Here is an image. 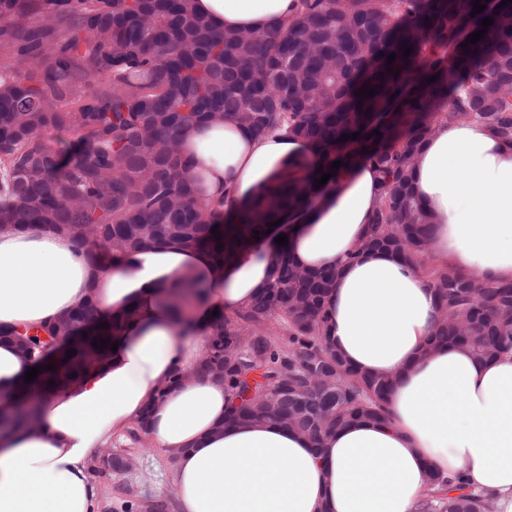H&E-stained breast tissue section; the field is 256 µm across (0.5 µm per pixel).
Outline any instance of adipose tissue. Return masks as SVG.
Returning a JSON list of instances; mask_svg holds the SVG:
<instances>
[{"label": "adipose tissue", "instance_id": "adipose-tissue-1", "mask_svg": "<svg viewBox=\"0 0 512 512\" xmlns=\"http://www.w3.org/2000/svg\"><path fill=\"white\" fill-rule=\"evenodd\" d=\"M215 27L278 31L298 0H196ZM200 199L241 209L287 175L316 164L313 145L275 130L257 136L227 118L179 136ZM419 200L433 214L426 252L488 279L512 280V145L474 121L437 127L419 151ZM381 200L376 170L360 163L336 178L288 234L294 263L332 270L329 335L356 369L395 378L388 422H358L322 447L273 423L225 424L223 383L198 374L213 311L231 313L272 281L270 241L216 274L203 248L157 245L105 264L52 224L0 226V323L36 326L95 303L104 316H137L110 360L78 383L43 391L35 429L0 437V512H94L93 449L145 420L174 453L179 512H417L427 475L464 476L512 512V354L479 363L463 348L429 347L439 315L420 269L360 242ZM206 285L185 323L164 312L185 281ZM30 361L0 343V413L10 412ZM185 381L170 385L174 373Z\"/></svg>", "mask_w": 512, "mask_h": 512}]
</instances>
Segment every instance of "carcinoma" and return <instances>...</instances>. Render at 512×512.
I'll list each match as a JSON object with an SVG mask.
<instances>
[{
	"label": "carcinoma",
	"mask_w": 512,
	"mask_h": 512,
	"mask_svg": "<svg viewBox=\"0 0 512 512\" xmlns=\"http://www.w3.org/2000/svg\"><path fill=\"white\" fill-rule=\"evenodd\" d=\"M298 9L283 30L256 36L216 29L195 0H0V225L54 224L80 248L114 260L167 243L204 247L222 268L360 159L382 185L364 241L419 263L443 313L433 343L461 346L478 361L512 352V280L431 259L433 218L413 189L417 154L438 124L473 120L512 144V3L476 14V30L486 17L494 22L466 49L457 31L473 0H299ZM31 15L38 21L19 31L14 20ZM404 44L413 47L407 57ZM364 85L377 93L358 98ZM218 115L256 135L278 128L309 140L323 169L298 165L214 235L178 139ZM51 130L76 133L80 148L64 158L48 142ZM267 258L270 286L215 318L198 368L222 371L230 421L282 422L321 444L352 421L384 419L392 378L355 370L329 341L325 299L336 273L295 267L285 246ZM204 294L189 283L169 310L180 321ZM135 317L131 308L102 328L88 307L35 328L26 354L42 372L30 389L80 380L111 354L93 339L115 343ZM68 350L76 351L69 359ZM38 420L36 395L23 396L0 415V430ZM144 434V422L135 423L129 445L95 460L101 499L112 512H177L176 498L136 480L112 487V477L133 476L124 457L136 456ZM490 507L474 488L435 473L419 512Z\"/></svg>",
	"instance_id": "obj_1"
}]
</instances>
